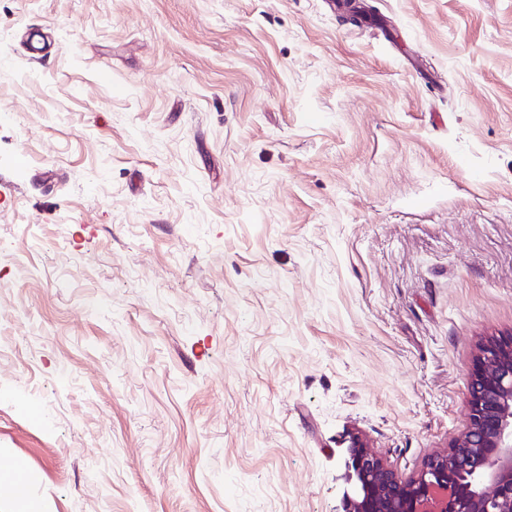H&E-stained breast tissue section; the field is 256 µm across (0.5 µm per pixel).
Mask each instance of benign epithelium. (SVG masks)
Here are the masks:
<instances>
[{
    "mask_svg": "<svg viewBox=\"0 0 512 512\" xmlns=\"http://www.w3.org/2000/svg\"><path fill=\"white\" fill-rule=\"evenodd\" d=\"M468 410L457 443L407 482L353 438L349 467L358 494L344 512H512V336L480 345Z\"/></svg>",
    "mask_w": 512,
    "mask_h": 512,
    "instance_id": "benign-epithelium-1",
    "label": "benign epithelium"
}]
</instances>
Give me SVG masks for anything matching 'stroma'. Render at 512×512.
Instances as JSON below:
<instances>
[{"mask_svg":"<svg viewBox=\"0 0 512 512\" xmlns=\"http://www.w3.org/2000/svg\"><path fill=\"white\" fill-rule=\"evenodd\" d=\"M359 2L0 0V512H343L352 437H461L512 0Z\"/></svg>","mask_w":512,"mask_h":512,"instance_id":"35a3bbf8","label":"stroma"}]
</instances>
